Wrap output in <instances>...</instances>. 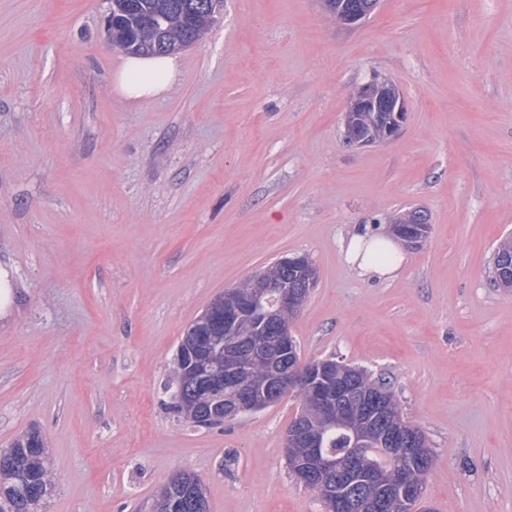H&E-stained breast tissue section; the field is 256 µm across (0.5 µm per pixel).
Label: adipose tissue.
Returning <instances> with one entry per match:
<instances>
[{
	"label": "adipose tissue",
	"mask_w": 512,
	"mask_h": 512,
	"mask_svg": "<svg viewBox=\"0 0 512 512\" xmlns=\"http://www.w3.org/2000/svg\"><path fill=\"white\" fill-rule=\"evenodd\" d=\"M179 73L178 55H130L114 73L113 80L117 93L124 98L150 100L170 91ZM343 251L354 269L379 277L392 276L405 259L395 238L375 233L368 225L353 231Z\"/></svg>",
	"instance_id": "adipose-tissue-1"
}]
</instances>
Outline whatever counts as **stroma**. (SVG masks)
I'll return each mask as SVG.
<instances>
[{
    "mask_svg": "<svg viewBox=\"0 0 512 512\" xmlns=\"http://www.w3.org/2000/svg\"><path fill=\"white\" fill-rule=\"evenodd\" d=\"M111 0H0V448L47 440L45 512H149L173 475L211 512H326L287 464L290 392L211 428L164 384L186 328L285 256L318 282L300 358L388 383L434 455L412 512H512V0H379L355 27L320 0H223L164 96L112 76ZM404 97L398 136L344 140L354 88ZM421 209L394 279L359 276L357 224ZM495 287L512 290V239L503 241L495 250L492 266Z\"/></svg>",
    "mask_w": 512,
    "mask_h": 512,
    "instance_id": "1",
    "label": "stroma"
}]
</instances>
